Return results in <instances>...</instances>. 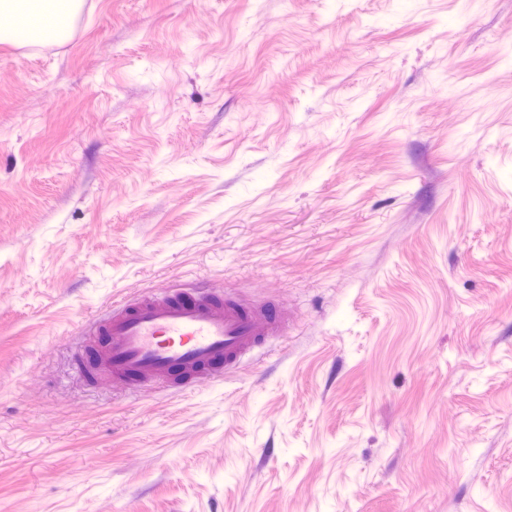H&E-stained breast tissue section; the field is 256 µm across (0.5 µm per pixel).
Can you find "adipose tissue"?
<instances>
[{"mask_svg":"<svg viewBox=\"0 0 512 512\" xmlns=\"http://www.w3.org/2000/svg\"><path fill=\"white\" fill-rule=\"evenodd\" d=\"M71 0H10L0 8V37L15 42L38 40L58 25L67 24Z\"/></svg>","mask_w":512,"mask_h":512,"instance_id":"ef3b65f1","label":"adipose tissue"}]
</instances>
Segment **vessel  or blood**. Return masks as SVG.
<instances>
[{"label":"vessel or blood","instance_id":"vessel-or-blood-1","mask_svg":"<svg viewBox=\"0 0 512 512\" xmlns=\"http://www.w3.org/2000/svg\"><path fill=\"white\" fill-rule=\"evenodd\" d=\"M284 318L222 295L173 290L112 309L97 331L99 363L114 380L136 384L178 379L214 382L268 337L282 335Z\"/></svg>","mask_w":512,"mask_h":512}]
</instances>
